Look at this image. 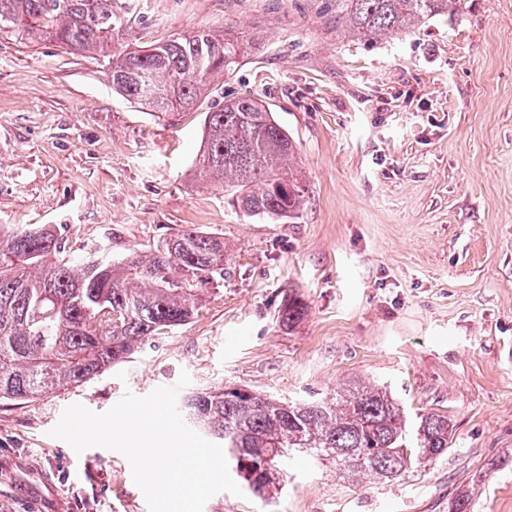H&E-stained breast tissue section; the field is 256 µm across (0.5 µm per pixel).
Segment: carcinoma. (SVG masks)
I'll return each instance as SVG.
<instances>
[{"mask_svg":"<svg viewBox=\"0 0 512 512\" xmlns=\"http://www.w3.org/2000/svg\"><path fill=\"white\" fill-rule=\"evenodd\" d=\"M461 0H336V28L370 41L416 31L456 12ZM132 22L126 0H0V30L49 38L103 58L112 91L153 112H187L212 93L211 78L244 58L239 41L196 30L134 50L115 37ZM196 176L233 192L251 217H297L306 187L294 139L260 100L240 96L206 112ZM224 278V238L185 228L154 250L112 261L73 260L66 242L41 226L0 234V400L32 401L93 381L166 328L203 308L202 286ZM305 313L291 297L280 320ZM224 445L231 470L254 493L283 479L280 464L305 452L339 472L392 477L449 448L448 417L407 420L386 386L348 383L336 396L285 403L238 391H201L177 403Z\"/></svg>","mask_w":512,"mask_h":512,"instance_id":"carcinoma-1","label":"carcinoma"}]
</instances>
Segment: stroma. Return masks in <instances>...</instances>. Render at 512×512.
<instances>
[{"mask_svg": "<svg viewBox=\"0 0 512 512\" xmlns=\"http://www.w3.org/2000/svg\"><path fill=\"white\" fill-rule=\"evenodd\" d=\"M136 48L208 29L247 46L215 99L269 103L308 185L261 221L192 171L204 110L160 115L100 63L0 33V230L51 226L77 258H123L184 228L224 240V278L185 325L95 381L0 402V512H149L127 458L51 437L73 404L241 388L282 402L390 385L409 417L448 416L444 454L376 479L295 456L266 498L204 512H512V0L377 42L336 32V0H134ZM307 310L280 323L289 297Z\"/></svg>", "mask_w": 512, "mask_h": 512, "instance_id": "obj_1", "label": "stroma"}]
</instances>
